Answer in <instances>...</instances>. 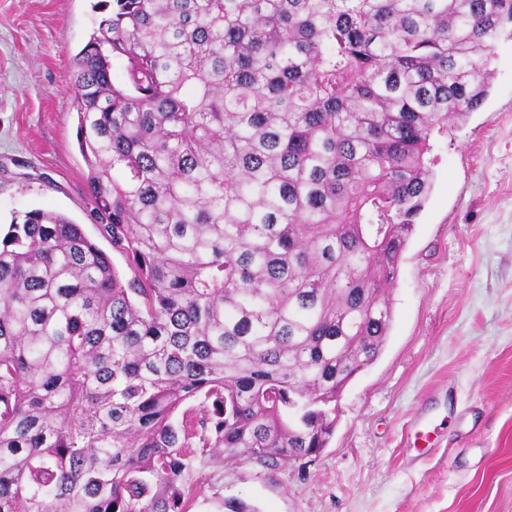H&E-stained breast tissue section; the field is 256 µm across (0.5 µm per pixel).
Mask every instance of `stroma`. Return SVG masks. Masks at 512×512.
I'll list each match as a JSON object with an SVG mask.
<instances>
[{
	"label": "stroma",
	"mask_w": 512,
	"mask_h": 512,
	"mask_svg": "<svg viewBox=\"0 0 512 512\" xmlns=\"http://www.w3.org/2000/svg\"><path fill=\"white\" fill-rule=\"evenodd\" d=\"M94 2L0 0V226L64 214L123 272L89 217L76 142L74 57L98 28ZM489 63L483 108L433 139L387 340L344 388L329 444L275 467H209L204 494L258 512H512V29Z\"/></svg>",
	"instance_id": "stroma-1"
}]
</instances>
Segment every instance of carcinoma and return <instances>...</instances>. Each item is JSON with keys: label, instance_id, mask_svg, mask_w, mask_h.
Masks as SVG:
<instances>
[{"label": "carcinoma", "instance_id": "1", "mask_svg": "<svg viewBox=\"0 0 512 512\" xmlns=\"http://www.w3.org/2000/svg\"><path fill=\"white\" fill-rule=\"evenodd\" d=\"M95 9L76 139L128 273L53 211L0 235V512H191L214 463L328 445L512 0Z\"/></svg>", "mask_w": 512, "mask_h": 512}]
</instances>
